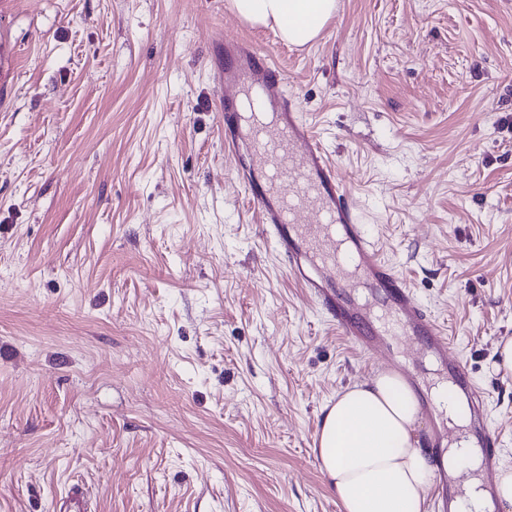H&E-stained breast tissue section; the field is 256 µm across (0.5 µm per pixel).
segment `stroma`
<instances>
[{"label": "stroma", "mask_w": 512, "mask_h": 512, "mask_svg": "<svg viewBox=\"0 0 512 512\" xmlns=\"http://www.w3.org/2000/svg\"><path fill=\"white\" fill-rule=\"evenodd\" d=\"M223 35L272 52L512 466V0H341L302 47L227 0H0V512H342L311 443L387 363L262 238ZM398 345L420 398L449 379ZM239 139V116L235 108V97L224 99V148L238 149Z\"/></svg>", "instance_id": "35a3bbf8"}]
</instances>
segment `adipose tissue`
Instances as JSON below:
<instances>
[{
  "mask_svg": "<svg viewBox=\"0 0 512 512\" xmlns=\"http://www.w3.org/2000/svg\"><path fill=\"white\" fill-rule=\"evenodd\" d=\"M231 7L241 19L302 46L319 36L338 0H231ZM421 427L416 393L392 370L344 387L323 407L315 454L343 512H428V489L439 469L461 482L455 512H512V467L500 468L493 492H486L473 439L459 437L434 457L420 444Z\"/></svg>",
  "mask_w": 512,
  "mask_h": 512,
  "instance_id": "obj_1",
  "label": "adipose tissue"
}]
</instances>
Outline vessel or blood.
<instances>
[{"label":"vessel or blood","mask_w":512,"mask_h":512,"mask_svg":"<svg viewBox=\"0 0 512 512\" xmlns=\"http://www.w3.org/2000/svg\"><path fill=\"white\" fill-rule=\"evenodd\" d=\"M224 48L234 59L224 69V81H256L277 110L274 122L250 126L251 145L264 164L242 176L249 200L261 215L265 237L287 258L291 275L333 326L361 351L385 355L391 337L416 336L439 363L450 364L455 390L467 403L468 426L484 450V472L494 474L500 451L481 387L466 361L449 359L446 329L374 247L348 202L338 168L298 112L283 70L268 50L247 42L228 37ZM239 139V116L230 99L224 103L225 148H238ZM356 278L385 302L394 315L393 326H379L347 295V287Z\"/></svg>","instance_id":"1"}]
</instances>
